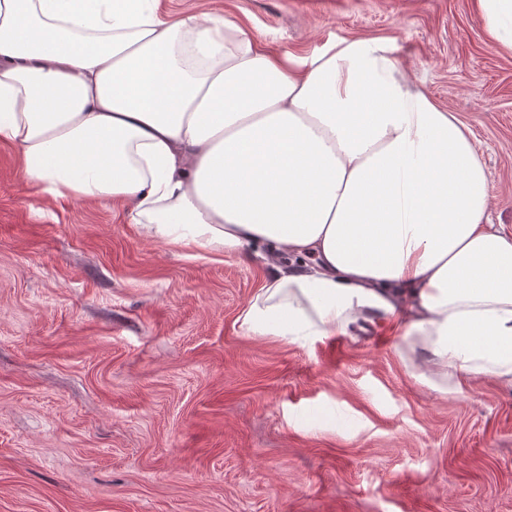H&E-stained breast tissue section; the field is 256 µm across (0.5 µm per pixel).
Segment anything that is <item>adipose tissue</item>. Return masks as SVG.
Returning <instances> with one entry per match:
<instances>
[{
    "label": "adipose tissue",
    "mask_w": 512,
    "mask_h": 512,
    "mask_svg": "<svg viewBox=\"0 0 512 512\" xmlns=\"http://www.w3.org/2000/svg\"><path fill=\"white\" fill-rule=\"evenodd\" d=\"M512 53V0H476ZM386 39L277 54L159 0H0V143L61 200L117 203L145 239L249 256L252 336L381 320L452 370L512 387V231L488 221L469 128Z\"/></svg>",
    "instance_id": "1"
}]
</instances>
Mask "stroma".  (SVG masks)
Wrapping results in <instances>:
<instances>
[{
	"label": "stroma",
	"mask_w": 512,
	"mask_h": 512,
	"mask_svg": "<svg viewBox=\"0 0 512 512\" xmlns=\"http://www.w3.org/2000/svg\"><path fill=\"white\" fill-rule=\"evenodd\" d=\"M279 53L386 38L474 135L512 227V54L475 0H187ZM259 258L140 238L0 147V512H512V388L415 379L374 324L248 335Z\"/></svg>",
	"instance_id": "obj_1"
}]
</instances>
